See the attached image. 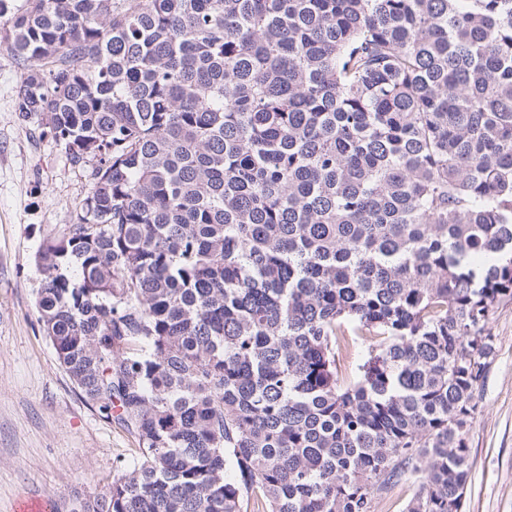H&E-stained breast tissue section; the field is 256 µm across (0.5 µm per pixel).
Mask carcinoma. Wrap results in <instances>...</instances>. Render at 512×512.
I'll use <instances>...</instances> for the list:
<instances>
[{"label": "carcinoma", "instance_id": "obj_1", "mask_svg": "<svg viewBox=\"0 0 512 512\" xmlns=\"http://www.w3.org/2000/svg\"><path fill=\"white\" fill-rule=\"evenodd\" d=\"M0 0L92 187L36 309L139 446L80 512L464 508L512 300V0ZM368 343L354 377L340 355ZM417 488L402 481L387 492L375 497L374 512H401L406 503L416 494Z\"/></svg>", "mask_w": 512, "mask_h": 512}]
</instances>
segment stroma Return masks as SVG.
<instances>
[{"mask_svg": "<svg viewBox=\"0 0 512 512\" xmlns=\"http://www.w3.org/2000/svg\"><path fill=\"white\" fill-rule=\"evenodd\" d=\"M21 75L0 48V512L42 497L79 512L107 494L138 444L83 398L38 321L36 253L73 223L92 184L36 120L19 119ZM488 329L496 354L476 397L465 512H512V301L494 308Z\"/></svg>", "mask_w": 512, "mask_h": 512, "instance_id": "35a3bbf8", "label": "stroma"}]
</instances>
